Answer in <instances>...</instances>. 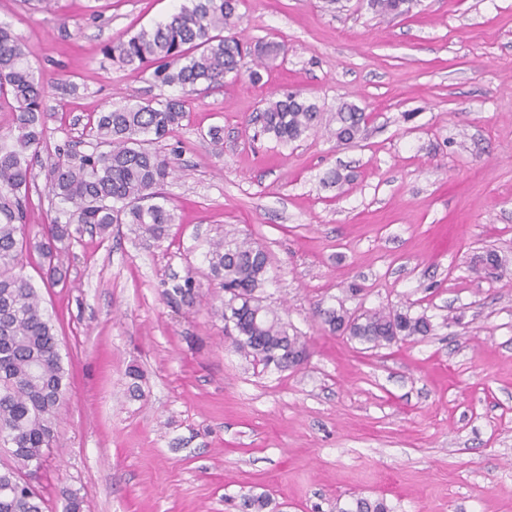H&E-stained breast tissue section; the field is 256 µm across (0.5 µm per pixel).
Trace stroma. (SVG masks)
<instances>
[{
    "mask_svg": "<svg viewBox=\"0 0 512 512\" xmlns=\"http://www.w3.org/2000/svg\"><path fill=\"white\" fill-rule=\"evenodd\" d=\"M179 4L0 0L53 112L28 223L55 219L51 151L91 152L96 113L186 99L157 145L183 171L164 187L168 238L83 232L65 283L41 291L70 373L38 475L49 512L61 485L84 512H240L252 492L273 512H336L357 497L392 512H512V0H418L397 18L367 0H240L236 35L285 52L261 82L216 91L184 94L104 55ZM287 91L328 113L364 109L361 139L260 134L250 116ZM222 236L266 251L262 295L305 337L301 367L262 370L211 314L205 253ZM489 250L503 265L484 271ZM188 276L198 302H169L166 283ZM319 304L408 309L434 331L370 348L325 330Z\"/></svg>",
    "mask_w": 512,
    "mask_h": 512,
    "instance_id": "obj_1",
    "label": "stroma"
}]
</instances>
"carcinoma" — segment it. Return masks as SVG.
<instances>
[{"instance_id": "carcinoma-1", "label": "carcinoma", "mask_w": 512, "mask_h": 512, "mask_svg": "<svg viewBox=\"0 0 512 512\" xmlns=\"http://www.w3.org/2000/svg\"><path fill=\"white\" fill-rule=\"evenodd\" d=\"M239 0H185L166 20L143 27L128 39L105 47L113 62L133 71H152L165 86L187 93L203 85L224 86V79L249 67L248 77L261 80L259 69L284 50L279 44L248 42L231 33ZM380 16H403L414 0H368ZM12 111V144H0V450L11 463L0 469V512H46L47 503L28 477L40 470L56 447V420L69 375L64 367L56 328L42 306L23 255L37 253L47 266L44 285L61 276L62 256L90 226L101 235L112 225L129 224L151 247L168 236L175 214L164 203L163 187L176 174L171 159L152 148L172 134L186 117L185 100L145 99L100 112L93 119L96 144L79 161L59 156L47 171L48 192L62 207L51 224L31 230L26 223L32 166L46 141L49 112L43 83L36 78L25 45L11 26L0 22V100ZM255 120L261 132L288 144L325 131L341 144L355 142L369 115L342 103L331 116L299 92L270 99ZM210 275L224 295L210 307L232 324L234 349L270 371L291 368L290 355L306 347L289 333L279 313L264 304L260 290L269 279L267 253L247 238L213 240L205 253ZM176 304L192 305L199 297L192 277L172 280L164 290ZM316 316L332 334L374 347L425 337L433 324L425 314L369 310L359 315L334 307H316ZM62 512H83V500L68 486L56 490ZM264 494L243 496L244 512H266ZM337 512H391L383 499L355 498Z\"/></svg>"}]
</instances>
